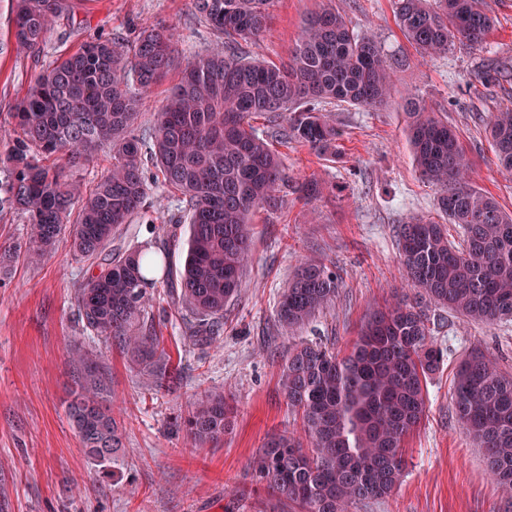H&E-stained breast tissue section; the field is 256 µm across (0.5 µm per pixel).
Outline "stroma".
Returning <instances> with one entry per match:
<instances>
[{
  "label": "stroma",
  "instance_id": "1",
  "mask_svg": "<svg viewBox=\"0 0 512 512\" xmlns=\"http://www.w3.org/2000/svg\"><path fill=\"white\" fill-rule=\"evenodd\" d=\"M322 5L342 12L355 31L374 35L393 68L390 97L376 108L324 106V115L344 131L337 156L294 141L280 146L292 181L317 176L322 194L309 203L291 194L277 212L256 213L253 258L238 296L224 308L219 343L192 344L183 333L192 313L166 303L163 344L181 375L177 388L155 389L119 346L83 334L75 290L94 268L72 257L69 238L39 263L18 258L0 284V512H282L277 496L256 485L250 462L272 436L301 429L279 385L289 349L319 338L336 355L348 353L373 309L405 285L400 226L438 216V190L419 177L413 162L409 100L447 119L469 158L474 185L512 213V176L499 171L486 133L490 113L512 100V0H483L495 26L481 44L433 57L407 41L393 0H272L271 22L244 46V56L287 61L305 17ZM157 23L175 28L179 42L166 79L143 103L142 129L185 62L224 40L198 19L193 0H72L37 59L16 50L11 0H0V126H8L15 102L42 65L84 41L115 32L131 41L141 27ZM150 200L147 216L131 228L136 241L158 253L160 239L149 225L165 223L174 204L155 186ZM306 258L335 270L338 291L311 325L287 333L277 322V301ZM431 328L444 360L427 383L426 415L405 441L403 481L388 498L353 504L350 512H512L452 402L457 367L472 349L512 374V322L489 325L435 308ZM77 345L103 351L100 372L126 429L123 455L105 469L88 460L65 413L78 374L70 357ZM214 389L234 402L236 421L223 441L199 448L175 418Z\"/></svg>",
  "mask_w": 512,
  "mask_h": 512
}]
</instances>
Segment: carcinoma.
<instances>
[{
	"instance_id": "carcinoma-1",
	"label": "carcinoma",
	"mask_w": 512,
	"mask_h": 512,
	"mask_svg": "<svg viewBox=\"0 0 512 512\" xmlns=\"http://www.w3.org/2000/svg\"><path fill=\"white\" fill-rule=\"evenodd\" d=\"M270 3L195 0L224 43L187 61L146 135L137 133L144 95L165 78L176 52L174 33L161 24L145 27L132 43L120 33L92 39L42 67L14 105L11 129L0 134L7 171L0 211L26 218V233L0 245V282L17 257L36 261L68 234L74 258L98 268L76 289L83 332L116 342L158 390L177 383L150 292L163 259L146 244L120 243L134 217L151 207L148 179L177 202L168 223L151 229L186 247L183 268L164 287L197 316L189 337L214 340L224 334V306L251 259V216L278 210L290 193L307 200L319 194L313 176L288 179L273 144L295 140L336 154L343 132L319 106L378 107L392 83L373 35L350 29L332 7L308 13L287 63L243 57L240 41L267 26ZM394 5L397 25L422 55L479 44L493 26L482 0ZM69 11L70 0H13L15 46L40 56L49 28ZM407 116L419 175L440 188L438 211L460 228L462 243L450 242L446 225L433 219L401 225L399 259L411 293L374 311L341 358L321 341L289 350L280 388L288 407L302 413L303 435L272 436L251 469L298 512H348L354 502L385 499L400 485L405 439L426 415L427 380L444 357L431 333V307L487 324L512 320V214L473 186L448 121L416 101L408 102ZM259 117L260 131L253 125ZM488 127L497 166L511 174L512 103L493 113ZM104 148L112 149V165L85 193L77 172ZM337 288L333 269L300 262L277 306L280 327L309 323ZM102 359L96 349L76 352L80 376L66 414L85 455L106 468L124 448V429L107 399ZM453 407L484 449L494 481L511 495L512 374L472 350L459 365ZM232 413L224 393L210 391L177 424L203 447L224 438Z\"/></svg>"
}]
</instances>
